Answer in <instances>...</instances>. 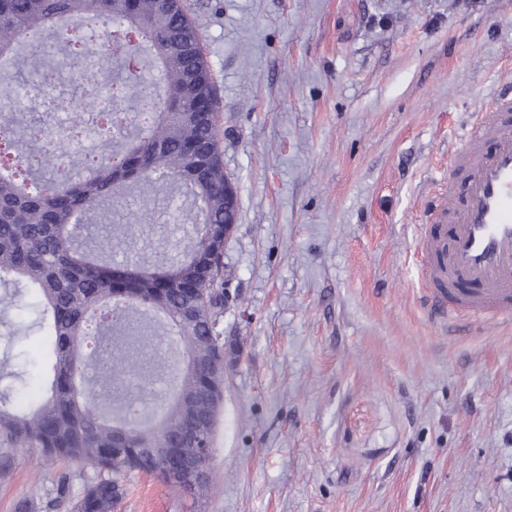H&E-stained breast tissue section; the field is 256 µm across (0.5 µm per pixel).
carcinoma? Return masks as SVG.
<instances>
[{
  "label": "carcinoma",
  "instance_id": "cac0c4a2",
  "mask_svg": "<svg viewBox=\"0 0 512 512\" xmlns=\"http://www.w3.org/2000/svg\"><path fill=\"white\" fill-rule=\"evenodd\" d=\"M112 58L119 64L111 111H99L101 87L85 83V108L72 112L68 135L56 141L11 107L27 96L33 76L63 83L78 69L108 73ZM152 68L159 87L145 81ZM5 70L13 79L0 81V139L21 145L20 161L34 167L39 186L0 172V285L22 284L32 294L49 386L27 406L0 395V469L20 448L47 465H93L100 477L75 502L56 480L46 507L66 512H112L123 479L140 472L206 496L211 457L201 459L199 475L163 468L174 449L194 450L197 437L213 443L224 393L223 237L238 208L225 193L218 93L198 26L184 0H0ZM91 122L106 151L75 177L46 176L50 163L78 155L77 132ZM168 184L185 192L194 211L189 248L178 259L162 249L147 262L127 261L138 274L113 276L115 263L83 248L81 232L106 223L112 206L134 195L138 208L104 239L121 244L151 223L155 197ZM118 308L163 315L186 354L148 420L139 411L156 372L143 347L117 341L110 316ZM90 360L117 410L77 384Z\"/></svg>",
  "mask_w": 512,
  "mask_h": 512
}]
</instances>
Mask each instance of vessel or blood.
I'll list each match as a JSON object with an SVG mask.
<instances>
[{
  "mask_svg": "<svg viewBox=\"0 0 512 512\" xmlns=\"http://www.w3.org/2000/svg\"><path fill=\"white\" fill-rule=\"evenodd\" d=\"M419 241L433 311L452 327L512 323V88L477 112L464 140L448 147Z\"/></svg>",
  "mask_w": 512,
  "mask_h": 512,
  "instance_id": "b4317fda",
  "label": "vessel or blood"
}]
</instances>
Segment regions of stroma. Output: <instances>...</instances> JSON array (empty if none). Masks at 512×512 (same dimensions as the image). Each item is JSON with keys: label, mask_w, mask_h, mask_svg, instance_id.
<instances>
[{"label": "stroma", "mask_w": 512, "mask_h": 512, "mask_svg": "<svg viewBox=\"0 0 512 512\" xmlns=\"http://www.w3.org/2000/svg\"><path fill=\"white\" fill-rule=\"evenodd\" d=\"M185 4L239 202L215 490L137 475L114 512H512V328L450 332L415 261L449 136L512 73V0ZM185 214L160 192L112 257L186 246ZM44 350L24 339L13 401L40 397ZM47 487L18 451L0 512Z\"/></svg>", "instance_id": "stroma-1"}]
</instances>
